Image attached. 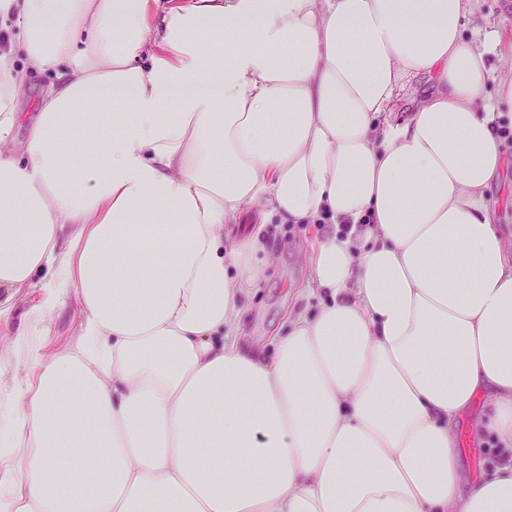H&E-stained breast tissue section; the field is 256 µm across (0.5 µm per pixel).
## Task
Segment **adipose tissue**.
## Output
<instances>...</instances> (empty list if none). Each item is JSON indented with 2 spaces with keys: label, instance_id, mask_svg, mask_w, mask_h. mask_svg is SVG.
I'll return each mask as SVG.
<instances>
[{
  "label": "adipose tissue",
  "instance_id": "obj_1",
  "mask_svg": "<svg viewBox=\"0 0 512 512\" xmlns=\"http://www.w3.org/2000/svg\"><path fill=\"white\" fill-rule=\"evenodd\" d=\"M475 2L0 0V323L21 288L37 327L81 306L0 384V512H512V76ZM275 216L324 230L267 356L241 298ZM480 395L504 459L466 482ZM51 78L49 76H43V75H33L29 78V89L28 94L25 99L21 101V108L23 112H30L27 113V118L25 121L30 120V118L35 114L32 112H36L35 106H33V101L36 99L39 101L41 94L43 92V89L45 86L50 82ZM432 88L433 83L428 81L426 77L415 79L402 94L400 101L397 103L396 112H402L401 114L406 115L407 112H413L417 102L425 97ZM491 196L495 200L493 218L495 224L511 238L512 235V169L508 168L491 190ZM484 400H477L474 402L468 412L462 417L458 418L455 423V433L461 441L462 449V476L464 481H469L474 474H479L484 469L485 472H489L494 464L486 466V461L489 462V455H484V452L474 457L470 454L468 448H470V433L474 429L475 424L479 416H481L483 409Z\"/></svg>",
  "mask_w": 512,
  "mask_h": 512
}]
</instances>
